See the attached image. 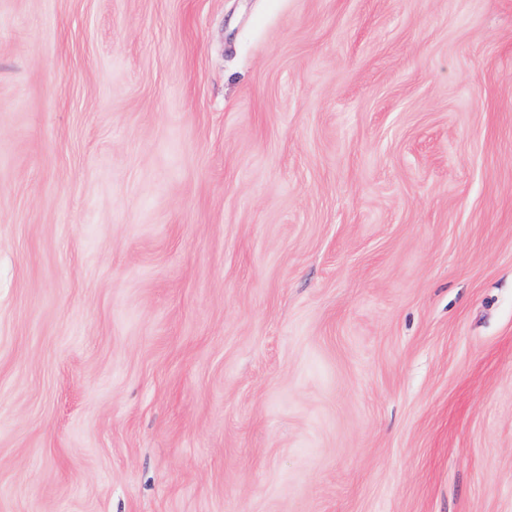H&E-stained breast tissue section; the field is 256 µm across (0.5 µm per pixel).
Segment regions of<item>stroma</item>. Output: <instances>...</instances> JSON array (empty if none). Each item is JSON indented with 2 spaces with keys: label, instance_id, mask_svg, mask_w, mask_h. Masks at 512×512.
I'll use <instances>...</instances> for the list:
<instances>
[{
  "label": "stroma",
  "instance_id": "35a3bbf8",
  "mask_svg": "<svg viewBox=\"0 0 512 512\" xmlns=\"http://www.w3.org/2000/svg\"><path fill=\"white\" fill-rule=\"evenodd\" d=\"M0 512H512V0H0Z\"/></svg>",
  "mask_w": 512,
  "mask_h": 512
}]
</instances>
